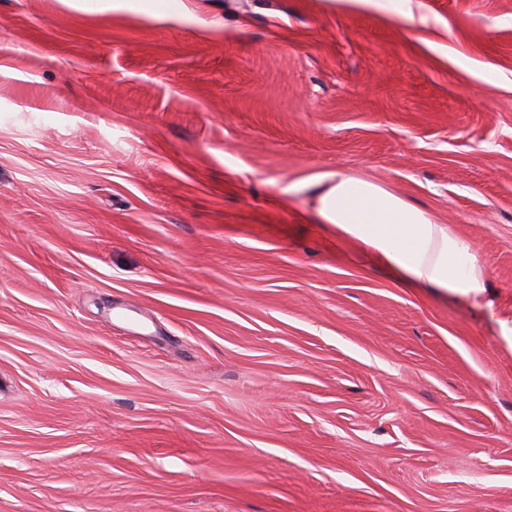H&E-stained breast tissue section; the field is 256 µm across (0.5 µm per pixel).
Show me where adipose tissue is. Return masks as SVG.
Instances as JSON below:
<instances>
[{
	"label": "adipose tissue",
	"instance_id": "ef3b65f1",
	"mask_svg": "<svg viewBox=\"0 0 512 512\" xmlns=\"http://www.w3.org/2000/svg\"><path fill=\"white\" fill-rule=\"evenodd\" d=\"M314 196L319 221L357 242L398 284L492 307L487 262L470 239L426 210L375 182L341 173L325 176Z\"/></svg>",
	"mask_w": 512,
	"mask_h": 512
}]
</instances>
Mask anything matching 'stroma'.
I'll use <instances>...</instances> for the list:
<instances>
[{
  "instance_id": "stroma-1",
  "label": "stroma",
  "mask_w": 512,
  "mask_h": 512,
  "mask_svg": "<svg viewBox=\"0 0 512 512\" xmlns=\"http://www.w3.org/2000/svg\"><path fill=\"white\" fill-rule=\"evenodd\" d=\"M470 238L399 287L306 184ZM512 0H0V512H512Z\"/></svg>"
}]
</instances>
